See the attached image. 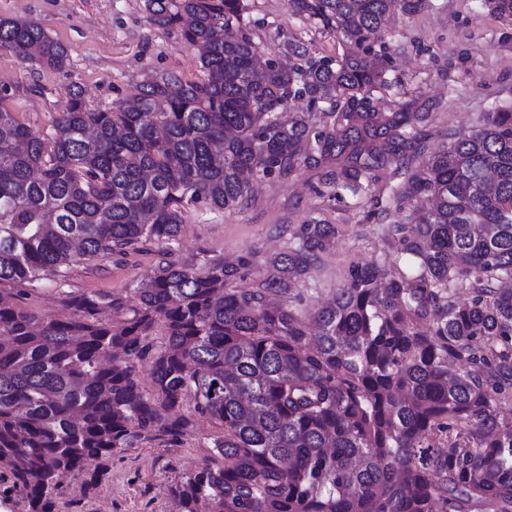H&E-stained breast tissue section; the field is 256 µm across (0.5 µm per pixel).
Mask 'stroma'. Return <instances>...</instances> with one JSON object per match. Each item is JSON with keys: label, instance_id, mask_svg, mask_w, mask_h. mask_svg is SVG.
Returning <instances> with one entry per match:
<instances>
[{"label": "stroma", "instance_id": "35a3bbf8", "mask_svg": "<svg viewBox=\"0 0 512 512\" xmlns=\"http://www.w3.org/2000/svg\"><path fill=\"white\" fill-rule=\"evenodd\" d=\"M247 3L245 18L262 58L287 62L292 39L318 57L385 55L389 85L376 95L386 110L412 94L429 102L436 120L428 128V150L438 149L450 133L479 126L484 113L512 107V17L490 14L484 0H428L427 8L413 15L394 10L375 38L360 46L293 14L287 0ZM0 17L38 22L68 49L61 72L0 49V85L15 91L9 106L39 132L64 110L71 86L82 88L89 105L111 107L154 76L175 72L195 80L201 75L198 47L178 29L155 25L145 0H0ZM321 183L319 171L304 169L256 184L248 207L191 211L173 261L199 270L206 260L220 258L242 266L246 285L253 286L268 276L267 258L287 248L283 226L313 217L340 225L308 281L297 285L302 311L314 313L343 285L352 266L389 252L371 216V199L337 196ZM157 261L150 251L84 262L67 282L50 275L35 283L28 302L57 316L66 290L126 295ZM220 434L201 419L183 442L157 439L126 449L97 486L65 483L56 512H176L169 486L211 463L209 446Z\"/></svg>", "mask_w": 512, "mask_h": 512}]
</instances>
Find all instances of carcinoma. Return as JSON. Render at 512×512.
<instances>
[{
	"label": "carcinoma",
	"instance_id": "1",
	"mask_svg": "<svg viewBox=\"0 0 512 512\" xmlns=\"http://www.w3.org/2000/svg\"><path fill=\"white\" fill-rule=\"evenodd\" d=\"M246 2L146 0L201 47L199 81L165 73L111 108L72 90L42 133L0 86V483L23 512H54L67 481L91 488L112 457L203 418L224 466L171 485L179 512H512V109L423 158L433 113L415 97L380 111L382 64L290 41L293 67L255 69ZM396 4L427 0H288L358 45ZM0 49L51 70L69 57L16 18H0ZM303 97L331 111L281 122ZM303 167L355 197L391 170L393 259L353 266L310 317L295 284L335 224L291 230L256 288L227 287L241 275L221 259L170 260L190 210L242 207L256 181ZM148 245L159 260L128 296L66 291V318L25 302L47 272Z\"/></svg>",
	"mask_w": 512,
	"mask_h": 512
}]
</instances>
